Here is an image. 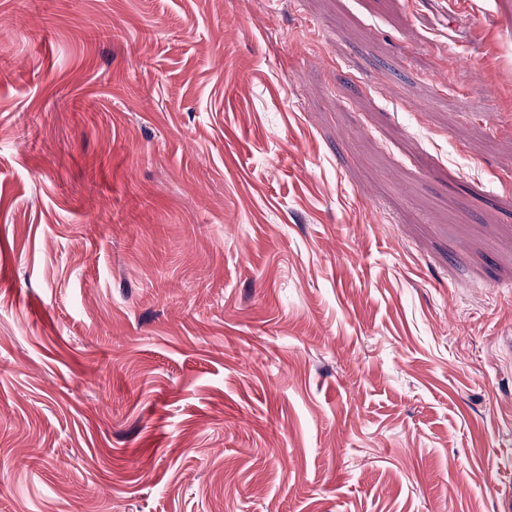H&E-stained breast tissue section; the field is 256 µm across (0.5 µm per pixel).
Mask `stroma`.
Returning a JSON list of instances; mask_svg holds the SVG:
<instances>
[{
	"mask_svg": "<svg viewBox=\"0 0 512 512\" xmlns=\"http://www.w3.org/2000/svg\"><path fill=\"white\" fill-rule=\"evenodd\" d=\"M512 0H0V512H500Z\"/></svg>",
	"mask_w": 512,
	"mask_h": 512,
	"instance_id": "obj_1",
	"label": "stroma"
}]
</instances>
